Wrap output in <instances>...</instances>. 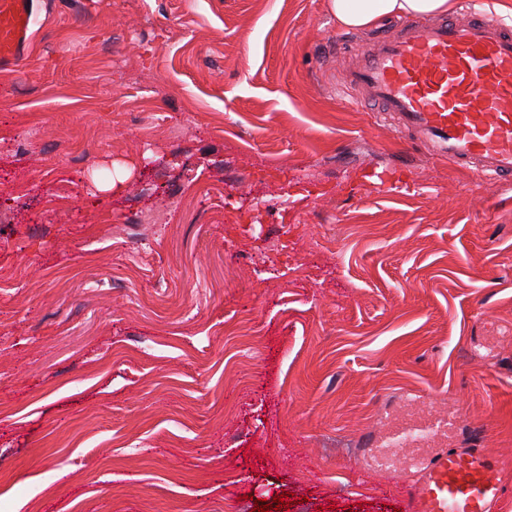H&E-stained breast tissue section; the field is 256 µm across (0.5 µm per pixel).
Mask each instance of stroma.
Instances as JSON below:
<instances>
[{"instance_id":"1","label":"stroma","mask_w":512,"mask_h":512,"mask_svg":"<svg viewBox=\"0 0 512 512\" xmlns=\"http://www.w3.org/2000/svg\"><path fill=\"white\" fill-rule=\"evenodd\" d=\"M37 17L0 70V512H404L352 460L407 391L512 512V177L337 90L364 35L326 0Z\"/></svg>"}]
</instances>
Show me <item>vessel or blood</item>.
Instances as JSON below:
<instances>
[{"instance_id":"obj_1","label":"vessel or blood","mask_w":512,"mask_h":512,"mask_svg":"<svg viewBox=\"0 0 512 512\" xmlns=\"http://www.w3.org/2000/svg\"><path fill=\"white\" fill-rule=\"evenodd\" d=\"M35 25L33 0H0V69L26 56ZM338 87L375 102L399 131L429 155L461 169L512 175V25L466 7L445 18H408L354 53ZM457 409L399 420L383 432L360 468L418 472L411 512H494L504 494L485 448L456 444Z\"/></svg>"}]
</instances>
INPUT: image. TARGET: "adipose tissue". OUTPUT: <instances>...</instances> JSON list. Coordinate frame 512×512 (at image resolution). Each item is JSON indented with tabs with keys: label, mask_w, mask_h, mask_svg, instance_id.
Masks as SVG:
<instances>
[{
	"label": "adipose tissue",
	"mask_w": 512,
	"mask_h": 512,
	"mask_svg": "<svg viewBox=\"0 0 512 512\" xmlns=\"http://www.w3.org/2000/svg\"><path fill=\"white\" fill-rule=\"evenodd\" d=\"M453 0H329L328 10L338 26L362 30L400 16L443 15Z\"/></svg>",
	"instance_id": "adipose-tissue-1"
}]
</instances>
